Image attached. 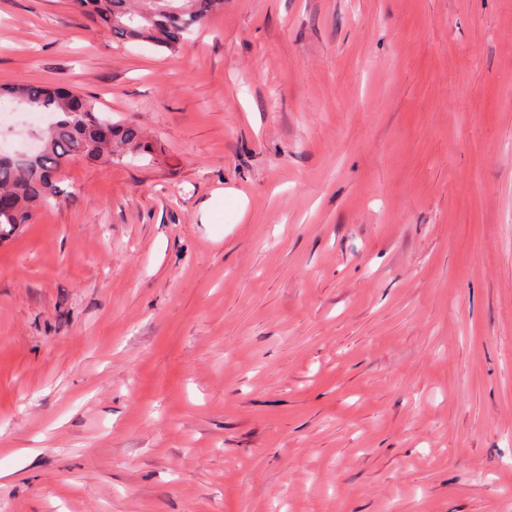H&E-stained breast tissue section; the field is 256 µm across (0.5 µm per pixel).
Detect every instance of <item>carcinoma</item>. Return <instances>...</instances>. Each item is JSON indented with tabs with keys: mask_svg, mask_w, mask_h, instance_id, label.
Masks as SVG:
<instances>
[{
	"mask_svg": "<svg viewBox=\"0 0 512 512\" xmlns=\"http://www.w3.org/2000/svg\"><path fill=\"white\" fill-rule=\"evenodd\" d=\"M74 5L121 42L144 41L172 53L188 36L223 9L224 0H73ZM10 93L20 102L56 116L40 135L36 157L0 159V241L32 224L36 212L57 193V176L74 157L119 162L148 154L141 130L100 115L96 101L63 85L26 83Z\"/></svg>",
	"mask_w": 512,
	"mask_h": 512,
	"instance_id": "cac0c4a2",
	"label": "carcinoma"
}]
</instances>
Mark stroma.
Here are the masks:
<instances>
[{
    "label": "stroma",
    "mask_w": 512,
    "mask_h": 512,
    "mask_svg": "<svg viewBox=\"0 0 512 512\" xmlns=\"http://www.w3.org/2000/svg\"><path fill=\"white\" fill-rule=\"evenodd\" d=\"M56 81L153 151L0 241V512H512V0H0ZM74 5L121 42L144 41L181 51L196 28L224 7V0H73Z\"/></svg>",
    "instance_id": "stroma-1"
}]
</instances>
